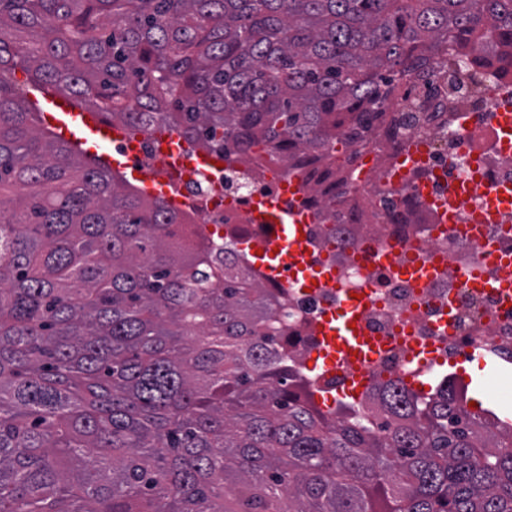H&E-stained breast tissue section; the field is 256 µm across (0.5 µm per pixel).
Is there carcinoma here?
I'll use <instances>...</instances> for the list:
<instances>
[{"label":"carcinoma","instance_id":"carcinoma-1","mask_svg":"<svg viewBox=\"0 0 512 512\" xmlns=\"http://www.w3.org/2000/svg\"><path fill=\"white\" fill-rule=\"evenodd\" d=\"M456 45L512 68V0H0V512H512V426L452 383L322 411L236 244L44 137L11 78L229 163L310 156L338 224Z\"/></svg>","mask_w":512,"mask_h":512}]
</instances>
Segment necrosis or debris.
<instances>
[{"label": "necrosis or debris", "mask_w": 512, "mask_h": 512, "mask_svg": "<svg viewBox=\"0 0 512 512\" xmlns=\"http://www.w3.org/2000/svg\"><path fill=\"white\" fill-rule=\"evenodd\" d=\"M454 109L466 114V124L444 129L437 123L423 122L402 134L403 141L425 144L423 168L438 171V192L447 194L449 186L468 182L477 174L488 184L512 182V153H503L495 138L499 113H512V79L493 78L477 98L460 90ZM234 170L246 177V188L229 187L223 172L199 168L191 170L181 183L184 222L201 237L223 240L229 224L252 235L250 203L277 190L266 172L256 168L250 158H243ZM381 179L395 182L399 190L411 189L408 180H395L392 172H372L354 191L357 207L368 216L365 223L312 224L307 228L309 264H321L327 237L336 239V258L331 263L336 271L335 284L313 294L290 285L275 286L283 300L274 324L293 341L290 352L295 370H305L318 344L312 334L313 322L339 311L342 302L355 293L361 297V319L367 330L387 343L374 360L375 373L385 379L399 380L409 369L406 351L413 343L436 346L440 357L450 364L465 349L473 347L512 359V309H504L493 293L467 287L462 279L479 255L478 249L465 242L457 231L458 225L472 223V208L460 209L456 226L441 234L423 231L416 236L425 250L447 254L448 270L444 275L421 284L412 276H393L374 260L367 264L352 262L355 247L379 244L389 237L384 226L390 223L391 216L381 197L372 191Z\"/></svg>", "instance_id": "obj_1"}]
</instances>
